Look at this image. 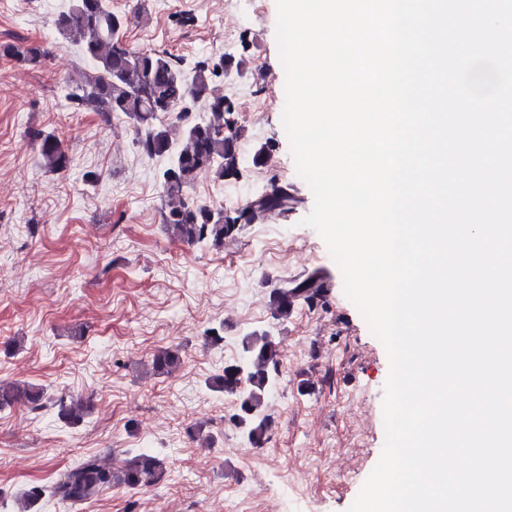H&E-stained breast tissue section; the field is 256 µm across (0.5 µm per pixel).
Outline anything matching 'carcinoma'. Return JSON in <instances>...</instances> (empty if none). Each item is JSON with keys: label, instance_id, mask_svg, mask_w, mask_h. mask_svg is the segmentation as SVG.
Wrapping results in <instances>:
<instances>
[{"label": "carcinoma", "instance_id": "1", "mask_svg": "<svg viewBox=\"0 0 512 512\" xmlns=\"http://www.w3.org/2000/svg\"><path fill=\"white\" fill-rule=\"evenodd\" d=\"M58 33L77 46L92 63L88 79L67 84L63 97L78 109L92 104L108 115L122 114L133 124L136 145L149 157L172 154L160 176L166 204L162 221L168 233L182 242L209 247L224 245L242 224L262 222L270 213L288 215L297 199L288 187L271 184L261 194L231 215L222 206L196 202L185 191L205 175L222 181L242 177L238 135L226 131L235 126V109L224 95V57L196 63L192 81H187L180 59L170 53L133 51L124 40L128 17L112 10L110 0H69L67 9L54 19ZM0 57L28 66H38L46 57L39 45L20 48L0 44ZM203 98L208 109L203 116L185 110L189 98ZM41 164L49 172L68 169L70 158L53 135H35ZM328 278L319 272L295 281L290 288L271 290L270 307L277 320H286L299 304L312 306L328 292ZM239 362H226L208 386L235 401L231 422L253 448H261L274 424L267 410L270 389L280 381V339L269 330L241 336ZM181 366L179 352L161 349L152 358L159 374H171ZM24 406L44 408V390L33 384L0 381V410ZM58 415L70 424L87 416L82 401L57 400ZM165 476L164 459L148 452L130 453L115 470L97 455H85L63 469L49 486H33L24 495L21 512H30L44 497L71 505L85 503L110 488L142 490Z\"/></svg>", "mask_w": 512, "mask_h": 512}]
</instances>
